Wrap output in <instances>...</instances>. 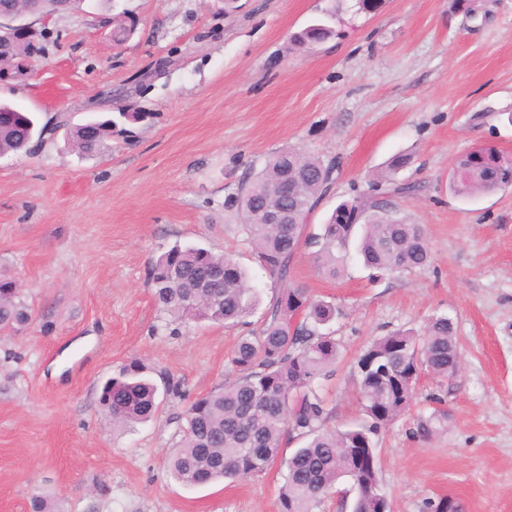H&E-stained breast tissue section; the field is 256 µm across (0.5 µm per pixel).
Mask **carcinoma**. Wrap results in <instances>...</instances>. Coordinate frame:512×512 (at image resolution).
<instances>
[{"label":"carcinoma","mask_w":512,"mask_h":512,"mask_svg":"<svg viewBox=\"0 0 512 512\" xmlns=\"http://www.w3.org/2000/svg\"><path fill=\"white\" fill-rule=\"evenodd\" d=\"M334 12L314 21L293 36L294 49L319 44L335 35ZM136 26L118 16L112 40L121 43ZM136 112H121L100 124L97 138L89 139L82 127L67 133L72 147L91 154L125 133L119 121L135 120ZM46 126L34 112L15 111L0 101V156L33 147ZM500 151L479 146L454 161L451 191L469 199L490 192L491 163ZM410 163L399 154L369 181L367 190L336 206L321 232L304 235L310 212L333 181V162L295 148L272 153L265 165L242 180L224 199V210L236 212L246 241L260 265L281 284L258 334L243 337L228 364L234 380L209 395L195 399L187 409L183 434L168 457V471L190 486L220 479L260 475L276 462L285 468L278 491V512H314L346 477L360 489L345 512H390L381 493L374 436L401 417L412 395L401 385L422 368L435 377L455 375L460 354L453 323L445 316L432 318L424 333L397 331L373 339L352 364L367 423L343 430L326 423L331 409L319 383L335 372L342 344L327 326L336 319V306L313 298L290 279L298 244L312 249L318 271L336 278L350 258V245L380 276L411 272L427 266L430 249L424 230L400 213L391 198L415 194L418 186L397 178ZM279 212L286 223L266 224L263 216ZM149 283L161 310L173 322L209 320L235 322L246 317L256 303L258 289L248 273L229 254H215L201 246L174 244L151 261ZM20 285L0 275V331H14L29 322ZM157 385L131 363L101 390L100 401L112 428L126 430L151 418L158 409ZM447 414L436 410L417 421L413 434L428 437ZM303 445L288 458H280L283 445Z\"/></svg>","instance_id":"obj_1"}]
</instances>
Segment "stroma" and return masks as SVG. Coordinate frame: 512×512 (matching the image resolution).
<instances>
[{
    "label": "stroma",
    "instance_id": "obj_1",
    "mask_svg": "<svg viewBox=\"0 0 512 512\" xmlns=\"http://www.w3.org/2000/svg\"><path fill=\"white\" fill-rule=\"evenodd\" d=\"M343 0L333 38L288 40L332 0H84L45 23L28 74L0 99L47 123L41 146L0 156V273L20 280L28 325L0 333V512L48 495L56 512H277L284 470L187 487L166 459L191 401L232 380L228 357L258 333L279 283L258 264L224 199L275 151L294 147L338 170L307 218L318 231L395 154L420 192L398 201L423 226L429 266L371 279L358 260L318 274L308 248L292 277L341 310L343 357L324 383L331 426L362 420L353 359L373 338L448 317L461 367L421 374L407 412L377 436L392 512H512V187L462 199L448 187L461 153L512 156V0ZM137 21L124 44L112 17ZM140 113L130 140L80 157L66 132L92 116ZM180 243L232 255L260 300L236 324L170 326L148 285L152 259ZM180 386L155 417L116 432L100 386L131 361ZM448 420L410 436L428 393Z\"/></svg>",
    "mask_w": 512,
    "mask_h": 512
}]
</instances>
